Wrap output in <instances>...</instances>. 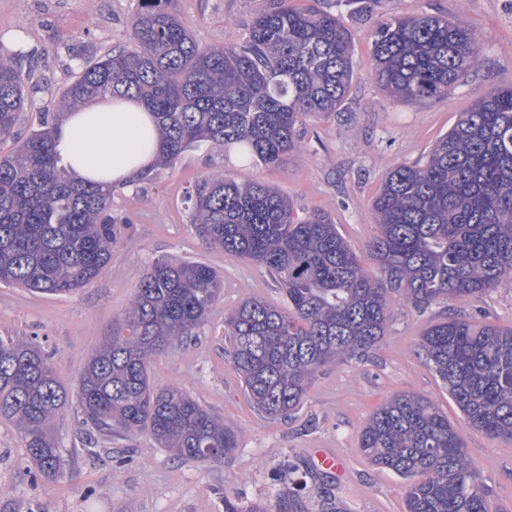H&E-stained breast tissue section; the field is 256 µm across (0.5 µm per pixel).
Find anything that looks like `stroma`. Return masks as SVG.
<instances>
[{
    "label": "stroma",
    "instance_id": "35a3bbf8",
    "mask_svg": "<svg viewBox=\"0 0 512 512\" xmlns=\"http://www.w3.org/2000/svg\"><path fill=\"white\" fill-rule=\"evenodd\" d=\"M271 0H177L176 9L202 46H237L253 17ZM353 37L354 76L336 116L307 117L297 148L275 168L231 161L219 147L193 148L146 180L112 190V210L128 220L110 263L86 288L66 295L34 293L0 284V335H38L52 357L68 403L55 421L63 473L37 475L14 425L0 422V512H224L225 499L259 512H279L292 497L293 512H403L404 484L393 472L371 466L359 450L360 430L372 410L399 391L431 399L452 422L460 413L442 381L417 351L423 331L451 314L512 327V283L478 298H452L418 308L393 294L392 316L367 362L324 367L301 406L271 419L250 404L224 354V314L249 298L286 307V296L268 271L210 246L193 222L188 192L216 174L274 184L298 211L329 214L358 251L378 233L372 199L392 167L426 162L436 141L479 96L512 81V0H375L361 12L357 0L338 5ZM136 0H0V40L23 37L20 58L31 83L40 85L22 113L19 133L54 112L58 95L82 61L129 43ZM444 15L475 32L478 64L447 93L412 103L391 96L371 70L370 32L385 14ZM199 260L224 279V291L193 336L173 341L150 360L154 383L189 394L223 419L237 447L220 464L176 459L148 433L123 438L89 435L77 411L78 379L89 354L128 310L154 260ZM465 451L480 472L494 512H512V442L462 426ZM324 449L345 459L337 478L314 469ZM313 470L306 489L282 483L284 466Z\"/></svg>",
    "mask_w": 512,
    "mask_h": 512
}]
</instances>
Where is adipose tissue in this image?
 Returning <instances> with one entry per match:
<instances>
[{
  "label": "adipose tissue",
  "mask_w": 512,
  "mask_h": 512,
  "mask_svg": "<svg viewBox=\"0 0 512 512\" xmlns=\"http://www.w3.org/2000/svg\"><path fill=\"white\" fill-rule=\"evenodd\" d=\"M56 140L77 181L127 184L157 158L155 119L134 98L98 100L68 113L57 128Z\"/></svg>",
  "instance_id": "obj_1"
}]
</instances>
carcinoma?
<instances>
[{
    "label": "carcinoma",
    "mask_w": 512,
    "mask_h": 512,
    "mask_svg": "<svg viewBox=\"0 0 512 512\" xmlns=\"http://www.w3.org/2000/svg\"><path fill=\"white\" fill-rule=\"evenodd\" d=\"M128 47L80 66L58 106L131 96L154 114L156 163L170 166L205 144L241 162L276 167L308 115L339 111L354 72L352 34L334 14L274 0L242 45L200 46L175 0H137ZM0 45V282L53 295L74 293L108 265L120 229L112 187L71 179L56 150V125L18 136L28 87ZM373 73L406 101L448 91L478 62L468 26L446 16L392 13L371 33ZM203 236L266 268L287 298L281 309L243 301L224 316L232 369L253 405L287 416L327 364L363 361L385 335L391 294L416 306L479 298L512 280V83L479 97L422 166L397 165L373 199L379 234L367 246L378 275L330 216L300 213L257 181L218 175L188 196ZM200 261L152 262L131 308L86 362L78 392L83 423L106 437L149 431L184 460L222 463L235 435L178 388L154 384L150 358L189 336L223 293ZM419 348L463 422L512 441V327L454 315L424 330ZM66 406L50 357L34 339L0 336V419L14 424L37 473L61 469L54 419ZM212 448L203 460L198 449ZM360 449L404 481L405 512H492L458 428L429 399L399 392L363 425Z\"/></svg>",
    "instance_id": "1"
}]
</instances>
